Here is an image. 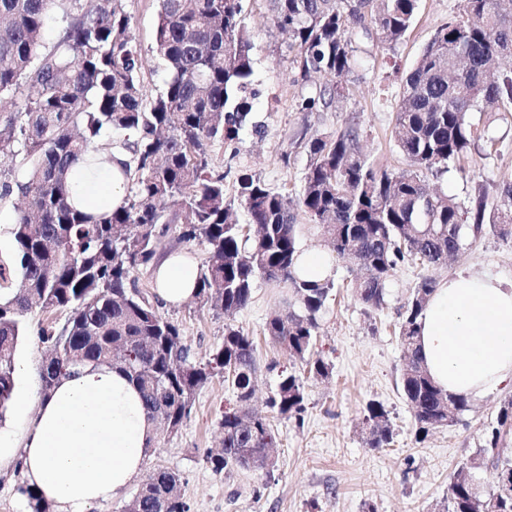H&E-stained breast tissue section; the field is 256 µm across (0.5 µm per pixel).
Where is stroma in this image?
I'll return each mask as SVG.
<instances>
[{"label":"stroma","mask_w":512,"mask_h":512,"mask_svg":"<svg viewBox=\"0 0 512 512\" xmlns=\"http://www.w3.org/2000/svg\"><path fill=\"white\" fill-rule=\"evenodd\" d=\"M127 8L144 58L143 93L150 99L167 79L154 44L157 2L128 0ZM245 9L256 45L253 80L258 96L252 115L260 129L244 128L237 139L210 148L211 167L223 175L227 197H234L237 178L245 172L274 191L297 195L309 163L301 140L349 126L358 128L361 144L377 167L406 168L393 134L400 87L435 31L460 13L461 0H419L412 25L395 48L358 40L356 66L346 79L349 92L325 112L296 110L297 97L314 92L316 85L287 78L288 63L278 55L287 39L273 26L267 0H246ZM469 119L488 129L494 144L477 142L464 158L449 162L446 173L428 179L460 199L481 184L493 190L512 182V105L473 112ZM460 272L512 279V240L487 232L465 234L458 256L435 276L441 281ZM421 274L419 266L399 264L388 284L386 306L370 310L348 290L355 270L336 263L335 290L319 320L316 341L318 354L332 365L330 377L322 380L308 377L304 363L265 337L267 319L287 310L290 293L257 282L250 304L230 320L256 346L254 404L265 409L284 372L303 377L306 390L301 420L270 418L277 433L272 472L233 468L219 473L204 461L207 449L219 447V421L235 403L231 385L220 375L199 389L190 417L176 435L152 449L148 466L180 475V491L190 512H443L450 481L480 448L486 429L496 421L500 401L512 396V389L474 401L458 424L416 441L411 410L398 388L405 354L395 327L400 307ZM159 311L179 325L197 362L206 363L222 347L228 321L222 313L194 298L179 306H160ZM68 316L65 310L28 313L17 359L41 372L46 347L37 331L43 326L61 329ZM371 401L383 404L393 429L392 443L382 448L368 443L364 411Z\"/></svg>","instance_id":"1"}]
</instances>
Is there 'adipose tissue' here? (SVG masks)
Masks as SVG:
<instances>
[{
  "label": "adipose tissue",
  "mask_w": 512,
  "mask_h": 512,
  "mask_svg": "<svg viewBox=\"0 0 512 512\" xmlns=\"http://www.w3.org/2000/svg\"><path fill=\"white\" fill-rule=\"evenodd\" d=\"M84 209L99 214L124 196L120 161L80 170ZM198 266L171 255L155 273L156 294L179 305L196 293ZM419 345L435 383L476 400L512 383V279L459 273L439 282L420 319ZM21 448L0 432V466L22 459L31 487L55 512H90L124 493L142 472L154 430L138 390L107 366L60 380L48 396L24 387L15 401Z\"/></svg>",
  "instance_id": "adipose-tissue-1"
}]
</instances>
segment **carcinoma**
Instances as JSON below:
<instances>
[{"instance_id": "1", "label": "carcinoma", "mask_w": 512, "mask_h": 512, "mask_svg": "<svg viewBox=\"0 0 512 512\" xmlns=\"http://www.w3.org/2000/svg\"><path fill=\"white\" fill-rule=\"evenodd\" d=\"M418 0H269L274 26L288 35L291 70L304 83L333 75L296 102L300 112H324L341 96L342 79L355 64V36L395 47L409 30ZM463 14L438 28L402 84L395 134L408 168L381 170L362 151L360 133L347 127L304 142L308 170L296 198L270 189L261 178L241 174L235 199L214 174L208 147L239 136L252 111L255 44L244 0H158L155 49L164 61L163 91L144 98L141 47L126 0H0V98L14 111L0 121V157L23 156L24 178L0 180V199L14 194L24 209L12 228L10 267L0 264V419L15 390V353L24 333L22 317L69 311L61 331L40 328L49 347L42 368V394L75 369L106 365L121 371L139 391L156 435L168 437L190 417L197 390L215 369L236 391L224 412L223 448L204 460L215 472L249 466L274 447L276 432L256 413L257 368L252 338L224 325V346L207 364L191 358L179 327L163 317L137 287L167 237L163 205L178 207L180 239L206 246L196 298L230 318L247 307L257 280L282 284L294 309L272 316L265 334L310 366L316 378L332 366L314 356L318 316L335 283L300 274L294 211L323 227L336 259L356 262V299L372 310L387 303V282L400 263L429 270L460 250L464 224L512 239V183L491 196L483 189L466 201L432 191L427 174L447 171L486 131L468 113L512 104V71L495 69L512 57V0H464ZM65 22L56 41L45 44L50 14ZM123 137L122 204L98 215L81 210L74 167L112 158V135ZM255 224L250 234L237 223L235 205ZM436 287L424 275L401 306L398 336L406 363L401 390L410 405L417 442L429 431L452 426L470 401L445 394L424 364L418 319ZM301 377L282 378L267 406L284 419L305 412ZM369 441L392 440L380 403L365 408ZM512 434V398L498 407L484 444L448 486L446 512H512V455L501 447ZM491 471L484 494L475 476ZM29 512H53L39 493L20 486ZM124 512H189L176 472L152 468Z\"/></svg>"}]
</instances>
